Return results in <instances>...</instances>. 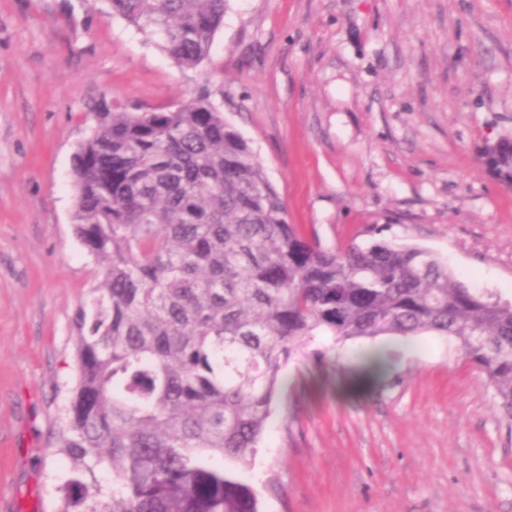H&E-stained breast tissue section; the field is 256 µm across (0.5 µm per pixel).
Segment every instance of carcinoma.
Segmentation results:
<instances>
[{
  "instance_id": "obj_1",
  "label": "carcinoma",
  "mask_w": 512,
  "mask_h": 512,
  "mask_svg": "<svg viewBox=\"0 0 512 512\" xmlns=\"http://www.w3.org/2000/svg\"><path fill=\"white\" fill-rule=\"evenodd\" d=\"M228 0H107L195 69ZM512 182V153L493 160ZM74 232L103 277L78 308V380L57 512H258L211 464H248L288 362L381 336L454 340L512 417V302L417 246L324 247L288 222L247 140L206 96L176 109L104 105L73 163ZM112 471V485L98 478Z\"/></svg>"
}]
</instances>
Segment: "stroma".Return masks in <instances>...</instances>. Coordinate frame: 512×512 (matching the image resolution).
<instances>
[{
  "label": "stroma",
  "instance_id": "1",
  "mask_svg": "<svg viewBox=\"0 0 512 512\" xmlns=\"http://www.w3.org/2000/svg\"><path fill=\"white\" fill-rule=\"evenodd\" d=\"M105 0H0V512H55L76 386L75 313L102 277L73 230L74 155L109 103L209 94L284 197L344 248H426L512 302V0H229L208 58L178 68ZM333 381L290 362L250 468L261 512H512V419L448 337L352 346Z\"/></svg>",
  "mask_w": 512,
  "mask_h": 512
}]
</instances>
